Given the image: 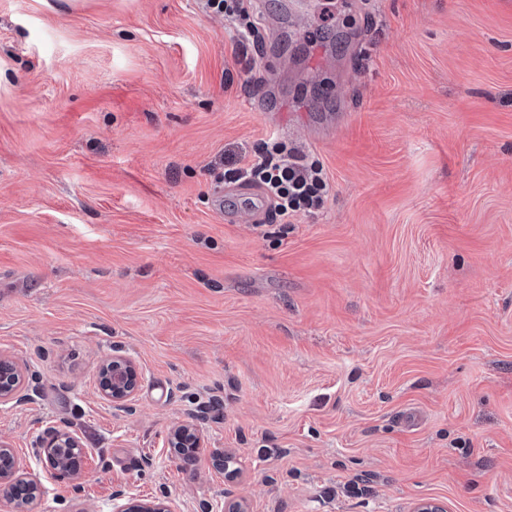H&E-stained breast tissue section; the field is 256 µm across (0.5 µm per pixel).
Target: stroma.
<instances>
[{"mask_svg":"<svg viewBox=\"0 0 512 512\" xmlns=\"http://www.w3.org/2000/svg\"><path fill=\"white\" fill-rule=\"evenodd\" d=\"M253 20L240 46L203 0H0V352L30 396L0 436L29 512H512V0ZM272 138L330 192L238 222L224 170ZM115 353L127 411L97 395ZM49 426L89 448L79 482L44 470ZM141 379V372L134 362L123 355L112 354L100 365L97 391L113 409L124 411L131 407ZM170 448H186L187 452H196L202 448L201 432L194 422H185L175 426L168 439ZM111 512H178L170 500H140L124 494L112 495Z\"/></svg>","mask_w":512,"mask_h":512,"instance_id":"stroma-1","label":"stroma"}]
</instances>
